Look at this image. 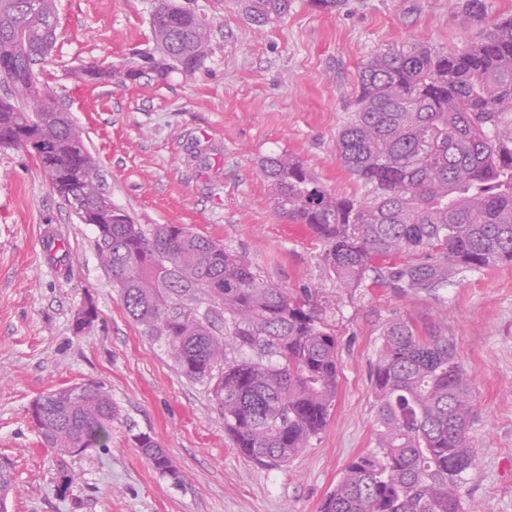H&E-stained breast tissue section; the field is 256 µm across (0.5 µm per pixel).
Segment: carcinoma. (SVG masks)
Listing matches in <instances>:
<instances>
[{"mask_svg":"<svg viewBox=\"0 0 512 512\" xmlns=\"http://www.w3.org/2000/svg\"><path fill=\"white\" fill-rule=\"evenodd\" d=\"M262 28L292 0H235ZM487 0H458L461 29L481 27L453 54L421 39L358 69L355 110L337 137L360 196L329 192L296 157L260 160L277 213L327 246L342 288L369 274L407 294H429L465 272L512 263V15L482 26ZM55 0H0V145L24 147L84 224L126 313L163 344L177 371L212 394L234 448L272 468L302 453L330 417L336 337L313 296L259 278L250 262L183 224L146 229L112 204L100 166L69 113L38 86L53 48ZM154 51L124 70L86 67L89 83L194 75L211 56V30L190 0H154ZM410 255L411 261L400 257ZM379 448L345 467L320 512H475L463 482L470 445V378L443 326L422 334L390 320L372 367ZM38 399L41 445L60 455L107 444L118 408L100 385ZM138 447L158 472L175 471L151 437Z\"/></svg>","mask_w":512,"mask_h":512,"instance_id":"obj_1","label":"carcinoma"}]
</instances>
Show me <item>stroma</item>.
Wrapping results in <instances>:
<instances>
[{"label": "stroma", "mask_w": 512, "mask_h": 512, "mask_svg": "<svg viewBox=\"0 0 512 512\" xmlns=\"http://www.w3.org/2000/svg\"><path fill=\"white\" fill-rule=\"evenodd\" d=\"M153 0H56L58 41L41 69L107 178L113 204L138 223L185 224L246 257L262 279L311 292L338 344L337 394L325 428L279 468L241 455L205 389L173 367L126 314L81 223L30 154L0 147V467L12 473L7 512H319L347 463L378 446L371 369L385 324L420 331L446 319L471 378L477 466L464 483L478 512H512V264L455 278L431 294L365 280L338 288L326 246L278 216L259 159L285 151L332 192L359 195L336 155L354 110L357 72L419 37L444 51L467 35L455 0H345L328 13L293 0L257 30L231 0H195L212 54L191 78L90 84L80 68L118 67L152 48ZM92 324L75 331L85 304ZM94 383L120 415L107 447L59 455L31 417L47 392ZM147 434L178 472L154 470Z\"/></svg>", "instance_id": "1"}]
</instances>
